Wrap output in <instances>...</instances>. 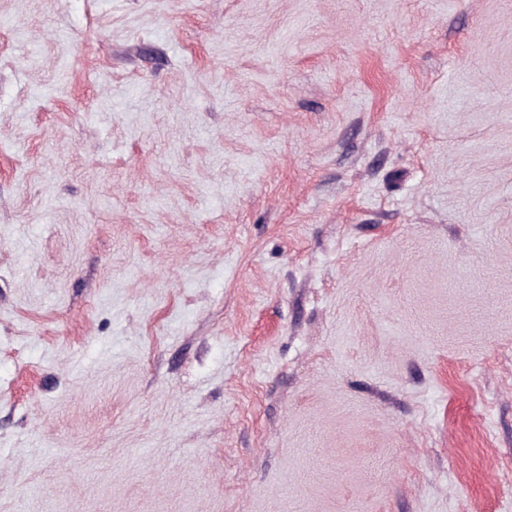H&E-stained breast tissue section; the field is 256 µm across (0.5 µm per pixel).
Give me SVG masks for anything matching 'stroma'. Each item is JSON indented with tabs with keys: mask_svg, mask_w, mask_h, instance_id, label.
Returning a JSON list of instances; mask_svg holds the SVG:
<instances>
[{
	"mask_svg": "<svg viewBox=\"0 0 512 512\" xmlns=\"http://www.w3.org/2000/svg\"><path fill=\"white\" fill-rule=\"evenodd\" d=\"M0 512H512V0H0Z\"/></svg>",
	"mask_w": 512,
	"mask_h": 512,
	"instance_id": "obj_1",
	"label": "stroma"
}]
</instances>
